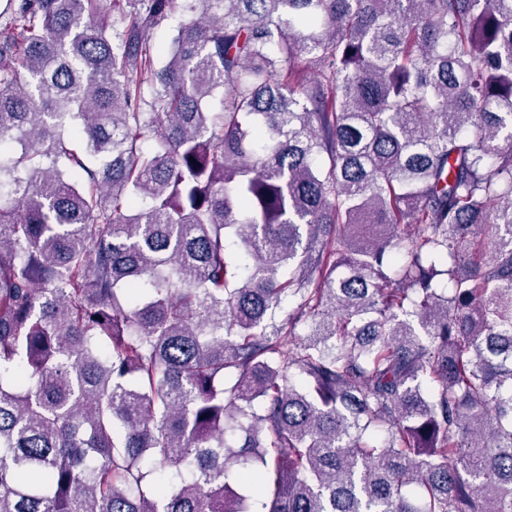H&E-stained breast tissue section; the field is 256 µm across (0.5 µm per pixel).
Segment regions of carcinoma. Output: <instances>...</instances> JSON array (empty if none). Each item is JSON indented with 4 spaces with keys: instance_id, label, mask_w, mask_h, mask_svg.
Returning <instances> with one entry per match:
<instances>
[{
    "instance_id": "1",
    "label": "carcinoma",
    "mask_w": 512,
    "mask_h": 512,
    "mask_svg": "<svg viewBox=\"0 0 512 512\" xmlns=\"http://www.w3.org/2000/svg\"><path fill=\"white\" fill-rule=\"evenodd\" d=\"M103 2L0 10V512H512V0Z\"/></svg>"
}]
</instances>
